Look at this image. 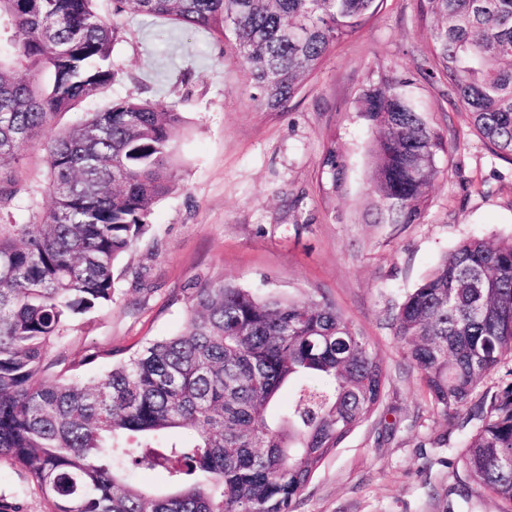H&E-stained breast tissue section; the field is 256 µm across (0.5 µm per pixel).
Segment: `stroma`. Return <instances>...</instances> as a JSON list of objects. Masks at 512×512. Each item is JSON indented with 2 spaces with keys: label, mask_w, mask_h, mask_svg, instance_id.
<instances>
[{
  "label": "stroma",
  "mask_w": 512,
  "mask_h": 512,
  "mask_svg": "<svg viewBox=\"0 0 512 512\" xmlns=\"http://www.w3.org/2000/svg\"><path fill=\"white\" fill-rule=\"evenodd\" d=\"M416 3L384 0L283 110L259 112L224 38L117 15L112 0H97L117 27L116 79L57 118L69 126L123 98L183 115L174 131L177 183L125 256L116 303L74 326L71 356L89 347L102 353L75 380L89 384L110 370L111 352L178 333L183 290L204 279L230 280L260 297L327 299L384 359L388 381L378 410L322 463L297 512H512L465 467L475 423L466 410L448 418L434 406L391 327L396 305L460 241L512 236V162L473 132L448 82L424 73L433 26L419 21ZM388 70L409 79L413 103L461 144L414 224L378 223L369 192L375 131L359 116L356 93ZM331 135L346 159L343 189L334 194L321 167ZM44 155L40 138L19 155L29 199L41 208L49 202ZM0 494L20 512H48L37 487L5 460Z\"/></svg>",
  "instance_id": "stroma-1"
}]
</instances>
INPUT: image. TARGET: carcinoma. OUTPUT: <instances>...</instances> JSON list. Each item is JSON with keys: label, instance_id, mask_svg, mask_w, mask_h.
<instances>
[{"label": "carcinoma", "instance_id": "obj_1", "mask_svg": "<svg viewBox=\"0 0 512 512\" xmlns=\"http://www.w3.org/2000/svg\"><path fill=\"white\" fill-rule=\"evenodd\" d=\"M94 0H0L13 30L0 59V213L26 192L19 151L45 135L50 205L0 224V458L39 489L50 512H296L321 463L380 405L384 360L329 301L259 298L225 280L187 289L184 328L149 341L94 384L71 378L74 321L112 308L116 265L147 233L177 180L181 113L122 100L57 130L54 118L115 78L116 27ZM383 0H113V14L165 19L230 37L250 100L279 112ZM435 19L429 54L475 133L512 156V0H418ZM46 69L38 88L20 72ZM357 100L376 130L372 194L387 224L420 219L441 161L459 142L413 105L392 74ZM322 168L340 189L343 155ZM394 336L445 416L478 426L464 461L512 505V382L475 396L512 360V238L473 237L446 255L392 316ZM288 411L271 416L283 388ZM159 468L169 490L129 481Z\"/></svg>", "mask_w": 512, "mask_h": 512}]
</instances>
